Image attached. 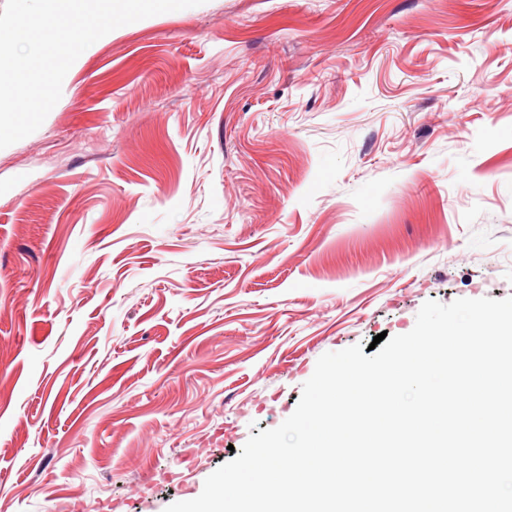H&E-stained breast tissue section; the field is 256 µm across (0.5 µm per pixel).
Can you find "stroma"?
<instances>
[{"label": "stroma", "mask_w": 512, "mask_h": 512, "mask_svg": "<svg viewBox=\"0 0 512 512\" xmlns=\"http://www.w3.org/2000/svg\"><path fill=\"white\" fill-rule=\"evenodd\" d=\"M512 297V0H206L0 149V512H164L317 359Z\"/></svg>", "instance_id": "obj_1"}]
</instances>
